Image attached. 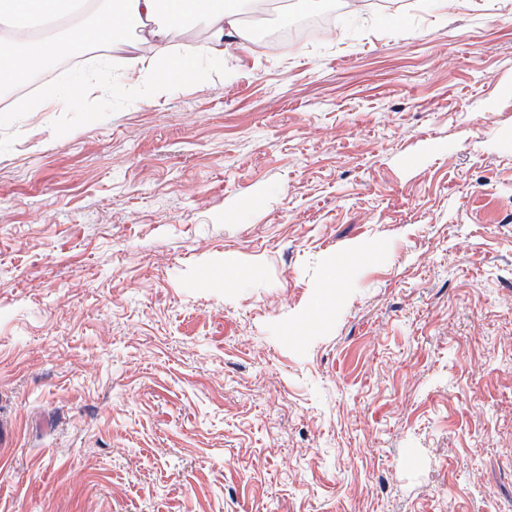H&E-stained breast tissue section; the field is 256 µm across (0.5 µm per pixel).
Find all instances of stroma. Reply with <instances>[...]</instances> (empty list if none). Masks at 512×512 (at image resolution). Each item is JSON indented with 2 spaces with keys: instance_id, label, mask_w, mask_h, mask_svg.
<instances>
[{
  "instance_id": "stroma-1",
  "label": "stroma",
  "mask_w": 512,
  "mask_h": 512,
  "mask_svg": "<svg viewBox=\"0 0 512 512\" xmlns=\"http://www.w3.org/2000/svg\"><path fill=\"white\" fill-rule=\"evenodd\" d=\"M349 2L0 112V512H512V0ZM78 87L83 91V94L88 93L93 89V85L86 79H79L76 84L72 85L67 91L62 94L50 95L46 103L40 102L36 109L43 110L44 112H64L74 101V88Z\"/></svg>"
}]
</instances>
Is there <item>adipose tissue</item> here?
<instances>
[{
    "label": "adipose tissue",
    "instance_id": "ef3b65f1",
    "mask_svg": "<svg viewBox=\"0 0 512 512\" xmlns=\"http://www.w3.org/2000/svg\"><path fill=\"white\" fill-rule=\"evenodd\" d=\"M110 7L98 0L88 6L84 0H0V26L15 25L21 16H42L52 20L66 17L78 6H86L93 21L67 27L63 37L42 42L32 38L0 37V86L27 84L35 60L51 62L76 56L93 44L119 49L130 43L132 31L152 45L150 52L135 56L131 70L109 84L118 89L140 83L161 84L172 76L192 78L195 61L175 57L165 45L166 33L182 27L187 20L201 23L207 33L204 55L223 63L226 46L245 48L249 37L242 25L245 0H117Z\"/></svg>",
    "mask_w": 512,
    "mask_h": 512
}]
</instances>
